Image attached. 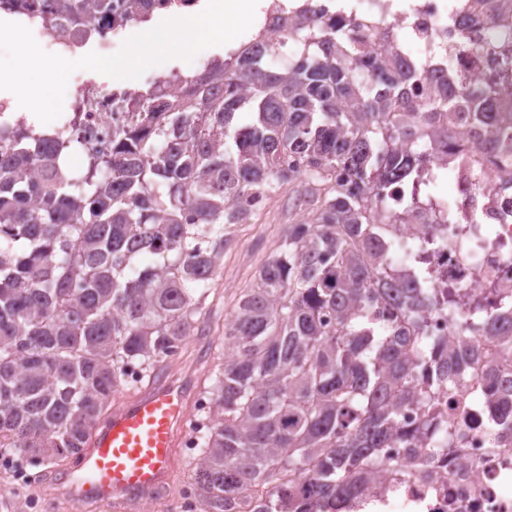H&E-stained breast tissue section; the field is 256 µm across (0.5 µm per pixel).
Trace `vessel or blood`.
Returning a JSON list of instances; mask_svg holds the SVG:
<instances>
[{
    "instance_id": "1",
    "label": "vessel or blood",
    "mask_w": 512,
    "mask_h": 512,
    "mask_svg": "<svg viewBox=\"0 0 512 512\" xmlns=\"http://www.w3.org/2000/svg\"><path fill=\"white\" fill-rule=\"evenodd\" d=\"M190 391L172 374L152 378L137 394L116 399L80 453L76 468L53 475L71 499L140 512L167 488L181 462V440L190 420Z\"/></svg>"
}]
</instances>
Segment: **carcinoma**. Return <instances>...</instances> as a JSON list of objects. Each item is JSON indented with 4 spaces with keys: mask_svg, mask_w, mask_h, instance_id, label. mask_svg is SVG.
I'll return each instance as SVG.
<instances>
[{
    "mask_svg": "<svg viewBox=\"0 0 512 512\" xmlns=\"http://www.w3.org/2000/svg\"><path fill=\"white\" fill-rule=\"evenodd\" d=\"M302 46L279 69L278 45L215 59L169 112L122 131L112 157L81 176L32 131L0 129V455L55 466L79 458L95 424L126 389L125 368L152 375L204 335L210 282L257 197L296 184L303 223L288 225L224 322V359L207 370L195 446V512H327L389 469L383 449L438 438L449 447L439 391L461 373L427 314L450 291L396 279L418 208L405 183L435 196L456 148L453 118L482 114L473 174L512 151V125L483 107L512 88V41L482 82L452 97L407 99L403 78L345 31L288 26ZM245 106L254 120L233 125ZM149 255L137 270L132 260ZM463 344L491 338L466 367L480 396L512 392V295L469 304ZM423 417L408 428L410 406ZM260 484L262 497L249 490Z\"/></svg>",
    "mask_w": 512,
    "mask_h": 512,
    "instance_id": "carcinoma-1",
    "label": "carcinoma"
}]
</instances>
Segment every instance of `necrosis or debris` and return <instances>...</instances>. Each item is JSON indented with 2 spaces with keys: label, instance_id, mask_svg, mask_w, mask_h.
Instances as JSON below:
<instances>
[{
  "label": "necrosis or debris",
  "instance_id": "1",
  "mask_svg": "<svg viewBox=\"0 0 512 512\" xmlns=\"http://www.w3.org/2000/svg\"><path fill=\"white\" fill-rule=\"evenodd\" d=\"M338 0H297L286 7L270 0L259 38L279 40L281 18H308L331 29L355 22L365 52H385L395 69L414 78L425 68L433 86L460 87L483 73L487 55L460 54L459 35L481 46L497 44L502 25L512 20V0H459L449 15L447 0H413L408 10L392 11L390 0H351L342 14ZM201 0H0V20L28 27L41 47L73 60L95 52L110 55L136 30L162 21L194 15ZM406 32V39L381 41L386 29ZM128 88L104 91L86 70H77L68 108L39 134L48 139L76 141L84 163L112 153L117 129L138 122L136 114L116 109V101L137 97ZM454 139L461 146L447 166L457 184L452 200L463 223L454 225L445 249L431 252L434 287L477 293L489 283L512 285V187L502 175L486 169L482 178L469 176L475 154L472 121L459 123ZM478 387L461 375L441 398L448 431L460 436L447 455L423 458L406 448L390 446L394 465L382 482L369 485L359 507H387L391 512H512V431L504 421L512 411L478 401Z\"/></svg>",
  "mask_w": 512,
  "mask_h": 512
}]
</instances>
